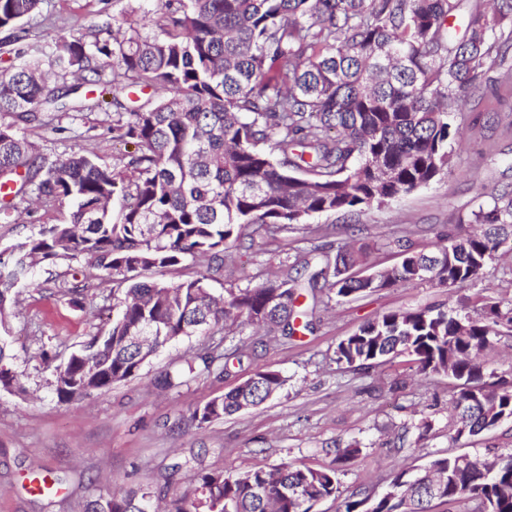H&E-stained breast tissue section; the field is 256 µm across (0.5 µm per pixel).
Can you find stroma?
Returning a JSON list of instances; mask_svg holds the SVG:
<instances>
[{"mask_svg":"<svg viewBox=\"0 0 512 512\" xmlns=\"http://www.w3.org/2000/svg\"><path fill=\"white\" fill-rule=\"evenodd\" d=\"M154 0H44L39 13L25 21L29 39L53 41L61 29L93 36L98 25L117 17L139 28ZM455 121L460 140L451 142L448 176L364 210L351 219L320 214L299 229L268 235L264 228L243 229L233 262L216 291L246 288L267 273L292 266L298 254L314 247L337 252L349 240L347 223L360 227L377 268L399 263L397 238L419 248L469 225L458 218L481 201L482 188L512 181V85H496L481 96L465 98ZM28 138L56 157L87 151L109 164L124 165L131 145L113 140L104 113L84 114L70 130L36 126ZM44 274L20 287V301L8 317L5 335L17 356L26 394L0 392V512H74L75 502L91 498L96 487L129 491L146 486L180 493L198 471L238 473L293 461L315 469H335L336 496L314 512H338L353 491L384 493L400 471L425 466L448 454L491 460L512 452V420L476 437L456 436L452 416L454 384L446 375L419 373L412 356L363 368L336 360L340 340L366 321L391 311H415L450 303L457 307L490 297L501 310L512 309V251L498 253L485 279L450 288L406 284L339 298L322 290L303 297L313 328L291 337H261L251 327L227 331L225 345H256L255 359L235 366L218 380L207 375L168 391L153 380L179 369L198 338L180 341L145 364L138 377L112 386L80 403L58 401L39 353L68 355L90 333L109 328L107 319L76 309L43 286ZM280 372L287 382L275 397L204 428L179 426L180 418L247 379L257 369ZM430 430H422L423 422ZM358 444L359 454L338 460L337 451ZM182 464L183 477L167 482L171 465ZM54 481L52 495L40 494Z\"/></svg>","mask_w":512,"mask_h":512,"instance_id":"stroma-1","label":"stroma"}]
</instances>
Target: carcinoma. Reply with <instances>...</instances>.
I'll use <instances>...</instances> for the list:
<instances>
[{
  "label": "carcinoma",
  "instance_id": "cac0c4a2",
  "mask_svg": "<svg viewBox=\"0 0 512 512\" xmlns=\"http://www.w3.org/2000/svg\"><path fill=\"white\" fill-rule=\"evenodd\" d=\"M43 0H0V222L18 224L35 203L68 208V220L42 224L0 250V326L18 304L19 284L37 269L81 258L112 280L123 298L107 332L98 331L65 359L41 351L58 400L91 398L138 375L144 363L183 337L202 343L187 370L166 374L176 387L197 371L222 378L255 350L222 348L227 324L291 337L304 292L322 286L340 298L371 293L352 269L364 246L299 263L247 288L216 294L239 229L272 232L319 214L352 215L448 174L456 101L483 85L490 65L512 50V0L469 7L462 36L449 20L463 0H159L149 31L123 30L115 19L92 40L70 31L42 46L26 43L23 22ZM112 69L116 140L134 145L121 168L86 153L55 159L27 137L35 123L74 121L95 105L87 86ZM166 95L144 102L137 89ZM466 236L430 248L402 250L389 288L476 281L503 244L512 242V182L483 193ZM207 261L208 271L177 283L158 269ZM76 308L89 304L84 281H53ZM150 329L152 344L126 337ZM512 337V311L485 299L473 316L460 308L394 311L364 323L336 348L338 361L372 364L402 354L420 373L450 372L458 391L457 435L477 436L512 419V385L485 380L477 357ZM0 340V390L24 391ZM285 383L260 369L196 408L206 424L255 407ZM190 492L174 494L163 512H312L336 494L337 472L282 462L242 473L197 472ZM149 488L106 491L80 512H153ZM467 499L477 512H512V453L492 463L466 455L432 460L419 474H397L380 496L358 491L342 512H430L435 500Z\"/></svg>",
  "mask_w": 512,
  "mask_h": 512
}]
</instances>
